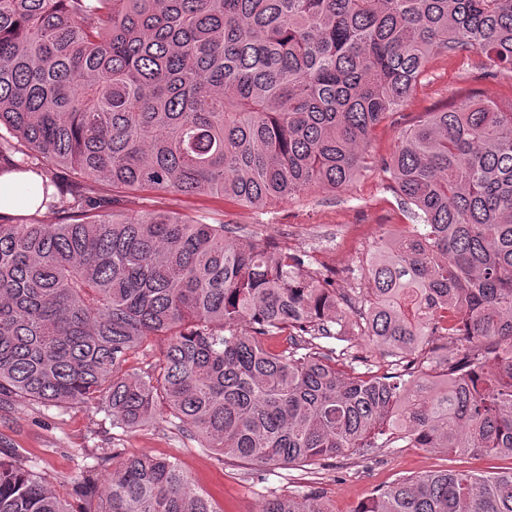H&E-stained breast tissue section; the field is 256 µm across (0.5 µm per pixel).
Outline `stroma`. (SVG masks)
I'll return each instance as SVG.
<instances>
[{
  "label": "stroma",
  "instance_id": "obj_1",
  "mask_svg": "<svg viewBox=\"0 0 512 512\" xmlns=\"http://www.w3.org/2000/svg\"><path fill=\"white\" fill-rule=\"evenodd\" d=\"M473 90L491 101L511 98L512 71L491 67L476 52L431 58L408 102L374 131L367 165L346 189H317L279 200L262 214L220 196L130 191L124 213L133 216L164 209L202 217L209 223L225 222L238 234L306 253L313 267L333 268L340 287H355L360 280V261L375 240L410 221L392 191L384 160L395 151L406 129L448 102L463 100ZM2 447L17 449L28 467L44 474L58 493L71 498L75 512H85L87 504L73 497L72 479L82 474L90 455L116 448L177 461L215 499L221 512H258L265 497L311 493L320 494L331 512H352L374 490L428 472L512 470L511 456L451 455L431 448H377L304 467L263 466L217 457L164 414L149 426L124 430L112 426L104 413L92 408L65 405L46 409L24 400L0 412Z\"/></svg>",
  "mask_w": 512,
  "mask_h": 512
}]
</instances>
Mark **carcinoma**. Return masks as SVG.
<instances>
[{
    "mask_svg": "<svg viewBox=\"0 0 512 512\" xmlns=\"http://www.w3.org/2000/svg\"><path fill=\"white\" fill-rule=\"evenodd\" d=\"M440 52L512 71V0H0V175L20 151L44 165L23 197L76 176L59 224L0 212V411L74 404L131 430L163 410L223 458L280 468L399 444L512 456V99L474 93L402 134L384 167L414 223L375 242L357 288L225 224L93 193L262 209L345 188ZM345 309L399 370L318 343ZM432 339L458 360L425 355ZM77 489L99 512H221L164 457H98ZM0 512L71 510L0 448ZM259 512L331 510L273 496ZM354 512H512V471L404 479Z\"/></svg>",
    "mask_w": 512,
    "mask_h": 512,
    "instance_id": "obj_1",
    "label": "carcinoma"
}]
</instances>
